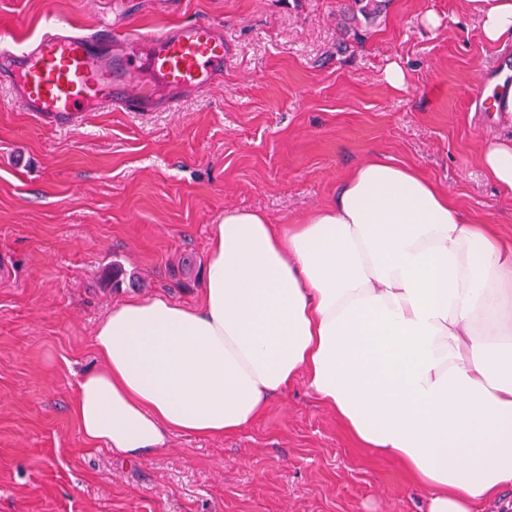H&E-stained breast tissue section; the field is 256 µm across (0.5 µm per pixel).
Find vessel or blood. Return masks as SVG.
<instances>
[{
    "label": "vessel or blood",
    "instance_id": "1",
    "mask_svg": "<svg viewBox=\"0 0 512 512\" xmlns=\"http://www.w3.org/2000/svg\"><path fill=\"white\" fill-rule=\"evenodd\" d=\"M115 39L124 40L125 51L104 54ZM223 73L224 29L206 18L127 35L109 26L71 33L59 21L22 51L18 100L48 121L73 122L95 109L144 111L158 86L202 90Z\"/></svg>",
    "mask_w": 512,
    "mask_h": 512
}]
</instances>
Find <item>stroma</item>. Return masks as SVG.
<instances>
[{"instance_id": "obj_1", "label": "stroma", "mask_w": 512, "mask_h": 512, "mask_svg": "<svg viewBox=\"0 0 512 512\" xmlns=\"http://www.w3.org/2000/svg\"><path fill=\"white\" fill-rule=\"evenodd\" d=\"M351 0H0L22 50L56 15L131 33L192 18L224 26V75L163 90L151 110L45 122L0 60V512H424L397 460L361 447L296 383L243 429L131 461L86 442L70 407L99 368L92 334L122 299L196 303L228 209L299 222L368 157L415 167L512 240V193L480 154L512 125L475 111L512 42L491 44L463 0H390L353 38ZM435 15L438 26L428 25ZM403 88L385 80L390 65ZM176 98L169 109L167 98ZM191 258L183 286L170 267ZM120 261L140 286L101 280Z\"/></svg>"}]
</instances>
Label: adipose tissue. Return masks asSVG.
I'll return each mask as SVG.
<instances>
[{
	"instance_id": "1",
	"label": "adipose tissue",
	"mask_w": 512,
	"mask_h": 512,
	"mask_svg": "<svg viewBox=\"0 0 512 512\" xmlns=\"http://www.w3.org/2000/svg\"><path fill=\"white\" fill-rule=\"evenodd\" d=\"M463 3L487 42L512 38V0ZM93 345L73 413L127 459L237 432L300 380L425 512L512 488V246L411 167L371 158L296 224L225 211L198 305L128 297Z\"/></svg>"
}]
</instances>
